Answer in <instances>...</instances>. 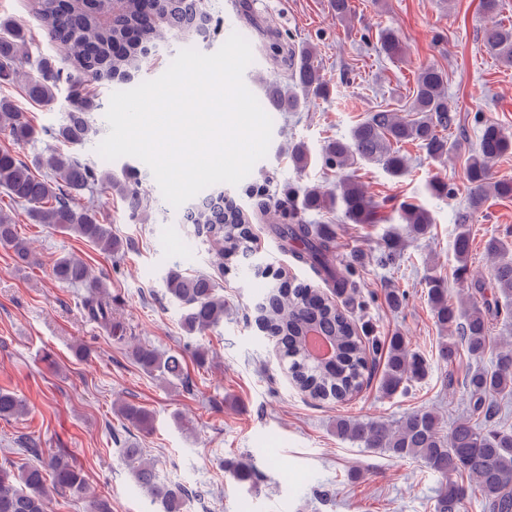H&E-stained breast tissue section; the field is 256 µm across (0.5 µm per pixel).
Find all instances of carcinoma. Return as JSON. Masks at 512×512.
I'll return each instance as SVG.
<instances>
[{
	"label": "carcinoma",
	"mask_w": 512,
	"mask_h": 512,
	"mask_svg": "<svg viewBox=\"0 0 512 512\" xmlns=\"http://www.w3.org/2000/svg\"><path fill=\"white\" fill-rule=\"evenodd\" d=\"M33 7L47 23L49 39L70 53L67 74L55 68L49 58L31 62L25 45V32L8 19H0V81L17 83L26 97L42 107L57 100L59 85L69 84V110L63 122L49 130V136L67 149L49 148L27 161L16 152L0 149V190L15 204L28 208L31 220L74 235L100 252L117 256L123 243L112 234L97 212L80 204L85 191L120 192L130 215L142 216L147 204L138 184L120 179L110 169L88 164L79 149L98 134L94 113L101 108L85 91V83L125 79L147 62L160 32L181 36L204 32L211 16L202 0H33ZM486 48L505 65H512V25L494 23L482 34ZM274 57L288 67L295 90L283 92L266 86L269 102L280 112H298L312 97L327 94V82L312 48L280 52ZM379 52L389 59H400L405 49L391 30L378 37ZM446 75L425 66L417 72L413 100L407 113L377 110L355 125L349 138L327 143L323 150L327 166L346 170L363 163L377 164L398 177L407 171L403 143H416L435 161L448 154L444 132L456 125L455 108L448 100ZM0 134L18 144L38 139V130L27 113L10 98H0ZM512 151V136L496 124L481 129L478 150L465 166L468 183L467 206L455 213L453 252L460 269L467 267L471 248L470 222L484 209L491 196L512 197V180H492L495 161ZM288 205L292 220L275 224L271 232L293 258L324 281L332 291L355 292V285L335 265L336 243L319 224H309L302 212L338 207L353 224H377L379 206L366 198L361 186L346 175L337 194H327L317 186L288 192L277 206ZM400 218L414 235L428 232L432 217L422 206L405 202ZM183 223L194 226L218 245L221 260L245 257L252 251V225L233 204L224 201V192L212 191L201 203L186 209ZM0 244L11 248L21 261L30 259L29 248L19 235L12 217L0 211ZM487 252L494 258L493 280L499 295L493 302L477 300L484 294L483 284H473L474 293L460 304L448 303V289L433 276L429 297L434 317L448 332L440 345V359L456 361L463 348L477 363L468 368L463 381L465 416L448 432H443L438 416L431 410H418L402 417L395 426L377 421L336 420V435L383 451L397 459H420L438 477L434 512H465L474 495L485 502L486 512H512V428L499 424L500 401L512 397V349L495 351L489 336L488 316L512 317V243L493 237ZM54 277L72 287L87 290L84 306L87 315L101 320L112 334L120 325L112 321V307L104 297L100 281L92 276L88 264L75 255L58 258ZM165 288L180 313L183 330L204 336L224 321V298L219 284L206 273L186 275L173 268L165 277ZM255 319L266 330L267 338L288 363L296 387L319 402H341L358 394L371 377L378 352H385L380 389L392 396L408 382L423 379L427 364L411 353L401 336L389 338L386 347L370 338L368 324L361 323L308 283L293 284L286 278L266 283L262 303ZM314 330L336 347L332 364L311 357L307 333ZM132 354L143 371L164 380L185 378L184 359L179 354L160 353L137 346ZM119 414L131 426L146 430L151 415L142 407L124 403ZM28 413L25 400L0 389V418H20ZM24 452L34 463L14 472L0 464V512H47L52 494L83 495L87 482L81 468L62 452L46 454L41 442H23ZM132 465L135 482L151 498L160 512H185L189 490L172 488L161 482L155 466L144 459L141 448L124 449Z\"/></svg>",
	"instance_id": "obj_1"
}]
</instances>
